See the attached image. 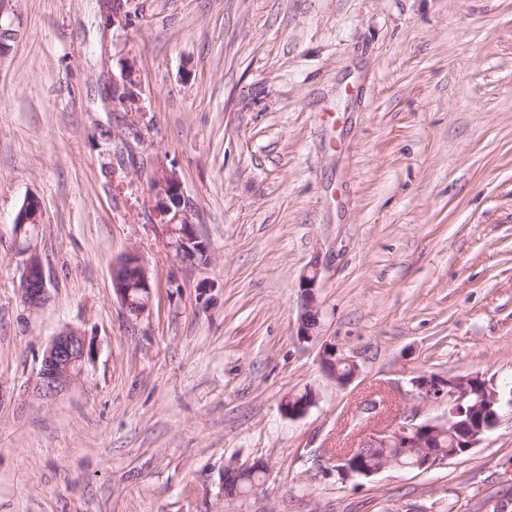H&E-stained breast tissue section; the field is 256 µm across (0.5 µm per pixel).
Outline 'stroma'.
<instances>
[{
  "instance_id": "obj_1",
  "label": "stroma",
  "mask_w": 512,
  "mask_h": 512,
  "mask_svg": "<svg viewBox=\"0 0 512 512\" xmlns=\"http://www.w3.org/2000/svg\"><path fill=\"white\" fill-rule=\"evenodd\" d=\"M1 23L18 36L0 52V512H512L507 405L430 471H332L369 427L445 414L420 373L512 391V0H0ZM160 166L211 265L169 252ZM29 196L34 313L12 230ZM132 248L154 283L137 320L111 280ZM73 326L95 362L40 397L42 351ZM326 343L359 364L350 385ZM259 459L264 486L225 497V466ZM41 213L42 208L39 199L33 196L28 197L17 212L13 221V226H18V231L15 234L16 238L19 239L22 231L25 230L27 226H36L37 228L38 224H40ZM27 236L29 243L21 246L19 250L23 260L18 291L24 309L34 312L46 305L49 291L43 265L36 250L35 236L31 230H27ZM320 272L321 264L316 257L299 281L301 306L296 321V336L303 342L313 341L318 337L320 309L317 288H319ZM353 357L350 355H345L342 351L338 350L335 345H327L325 344L322 347L321 351V365L322 368L333 377L337 383L341 385L348 384L358 372V365ZM337 364H346L350 366L352 369V374L345 378H340L339 374L336 372Z\"/></svg>"
}]
</instances>
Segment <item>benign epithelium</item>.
I'll return each mask as SVG.
<instances>
[{
	"label": "benign epithelium",
	"mask_w": 512,
	"mask_h": 512,
	"mask_svg": "<svg viewBox=\"0 0 512 512\" xmlns=\"http://www.w3.org/2000/svg\"><path fill=\"white\" fill-rule=\"evenodd\" d=\"M151 194L161 216L167 218L169 235L177 238L170 248L178 251L176 260L182 264L193 263L192 254L203 255V265L212 263V252L208 240L198 231L191 220L192 205L184 195L181 180L174 170L164 166L157 168L151 182ZM41 203L35 197L27 198L17 212L13 225L18 231H27L28 244L21 247L22 272L19 282V298L29 312L43 308L48 299L46 276L37 253L32 231L26 227L40 224ZM321 264L314 259L299 281L301 306L296 321V336L299 340L312 341L317 338L320 309L317 298ZM112 287L124 311H133L141 319L150 311L153 282L143 257L138 250L131 249L112 264ZM139 292L143 299L132 302V293ZM98 344L95 338L80 328H68L54 336L45 347L39 372L35 381L36 393L44 398H53L67 387L84 379L94 364ZM346 364L352 374L342 378L336 372V365ZM322 368L341 385L348 384L358 372V365L352 356L343 353L333 345H324L321 351ZM417 397L425 403L444 404V416L417 422L415 419H395L390 424L374 429L363 435L355 453L367 448H428L432 439L448 434L454 443L465 452L471 451L486 432L499 421L494 405L500 404L499 392L489 384L476 391L468 384L466 377H445L423 373L411 380ZM476 396L470 403V396ZM335 470L347 479L358 474L366 478L389 467L383 463L364 471L357 470L359 462L344 456L335 457Z\"/></svg>",
	"instance_id": "1"
}]
</instances>
